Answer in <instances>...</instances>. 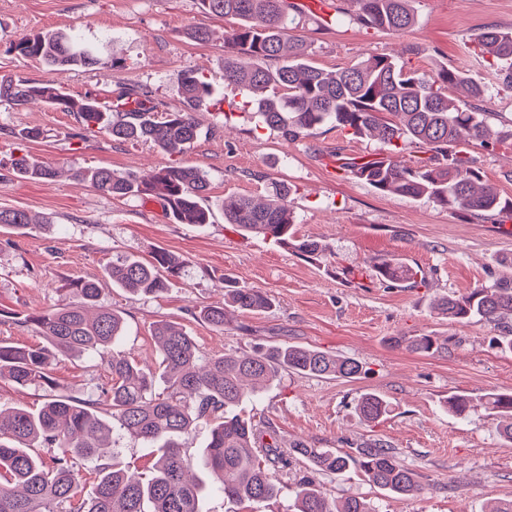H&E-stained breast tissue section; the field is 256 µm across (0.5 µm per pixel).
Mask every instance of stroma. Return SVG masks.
<instances>
[{"instance_id":"obj_1","label":"stroma","mask_w":512,"mask_h":512,"mask_svg":"<svg viewBox=\"0 0 512 512\" xmlns=\"http://www.w3.org/2000/svg\"><path fill=\"white\" fill-rule=\"evenodd\" d=\"M298 2L304 7L299 31L312 42L315 66L337 70L371 54H402L410 67L424 70L444 62L488 86L491 129L512 122V95L498 91L496 78L470 48L483 27L512 28V0H415L417 23L402 35L345 22L327 26L308 9L309 0ZM196 24L210 29L208 43L188 38ZM236 25V19L201 13L197 0H0V76L53 83L106 107L116 106L123 88L135 84L149 90L163 111L182 108L185 71H197L215 87L196 110L198 136L181 158L208 175L213 221L203 226L174 223L152 197H109L73 176L82 167L142 173L171 164L153 145L83 132L76 115L39 101L22 109L0 102V209H22L46 223L25 234L0 228V340L41 344L17 315L52 307L74 281L99 278L100 305L122 312L126 321L120 348L142 365L157 364L151 332L160 321L183 324L204 357L282 342L343 354L361 363L356 378L285 371L239 407L258 427L273 426L284 448L304 440L352 452L382 441L421 487L400 497L357 471L341 478L316 475L326 498L362 497L376 512H481L485 501L512 500V445L499 438L496 419L478 411L460 420L443 407L455 392L512 391V354L491 345L493 325L455 324L432 308L439 296L492 284L512 264V220H467L425 200L376 194L341 164L374 156L377 140L326 126L287 141L258 126L239 89L224 79V34ZM47 30L80 34L96 46L99 66L47 68L11 52L20 38ZM32 128L39 138H21ZM24 152L56 168L58 177L50 183L18 179L12 161ZM475 156L485 182L512 197V140L476 149ZM279 184L293 188L295 238L327 245L326 257L300 256L225 223V197L264 199ZM158 251L182 263L164 295L132 294L105 280L112 262L148 259ZM389 257L418 267L425 285L402 288L377 278L375 264ZM228 276L240 287L266 291L274 306L228 311L219 331L193 312L223 301ZM421 333L446 339V348L423 355L390 343L394 336ZM53 374L74 397L110 385L106 365L92 356L59 358ZM367 392L390 403L389 414L372 425L355 411ZM306 473L295 460L275 468L281 493L259 504L225 500L218 476L207 474L204 512H288L287 490Z\"/></svg>"}]
</instances>
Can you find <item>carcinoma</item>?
I'll return each mask as SVG.
<instances>
[{
	"label": "carcinoma",
	"mask_w": 512,
	"mask_h": 512,
	"mask_svg": "<svg viewBox=\"0 0 512 512\" xmlns=\"http://www.w3.org/2000/svg\"><path fill=\"white\" fill-rule=\"evenodd\" d=\"M202 12L232 17L238 27L224 35V79L242 91L259 124L286 140L306 138L323 126L355 138L379 141L382 158H351L342 168L380 195L426 200L470 217L486 214L512 217V198L483 181L481 168L468 145L488 147L492 112L485 106L484 83L465 71L441 66L432 72L408 66L399 57L369 56L336 71L310 61V44L294 33L296 6L288 0H198ZM414 0H356L355 24L399 34L417 23ZM13 49L47 67L94 68L95 48L74 32L26 36ZM476 56L495 74L501 88L512 92V31L487 27L474 38ZM461 88L465 99L448 89ZM186 107L154 112L149 91L133 86L123 91L114 112L92 97H75L52 83L0 78V102L19 109L33 99L63 112L75 113L85 129L115 140H145L170 156H183L197 137L194 109L212 94V86L193 70L182 78ZM422 153L412 164L398 160L406 146ZM14 172L27 180L50 182L55 170L31 155L14 160ZM97 191L113 196L157 195L178 224H209L211 211L201 204L208 191L204 171L174 163L146 174L119 173L97 167L75 173ZM292 188L281 184L271 198L256 203L247 196L224 198V222L237 230L292 246L308 258L323 257L327 248L311 239H294ZM0 226L19 234L42 227L25 210L1 209ZM179 262L158 251L150 260L126 257L108 267L113 285L141 295L160 296L168 290L165 273ZM388 282L415 288L425 283L421 271L399 258L375 266ZM101 282L78 280L51 308L25 314L17 322L34 326L44 344L14 346L0 341V381L15 390L40 388L44 402L34 411L0 401V512H200L205 482L189 475L192 467L219 475L224 498L260 503L281 493L271 467L294 459L312 473L340 476L353 469L368 482L393 495L420 490L415 473L392 449L375 442L358 453L317 448L303 441L280 450L275 430H260L239 415L249 394L273 382L283 371L302 377L354 378L362 366L356 359L296 345L258 347L250 353L199 355L194 338L183 326L157 324L152 336L159 355L160 376L145 373L129 356L116 350L125 336L122 314L99 305ZM224 302L200 309L202 321L224 330L225 306L243 312L273 307L271 296L257 288H240L224 278ZM434 308L459 324L487 322L497 326V348L512 354V278L492 286L471 288L438 298ZM408 350L434 354L441 344L430 335L404 339ZM95 353L107 364L110 386L85 398L69 396L51 376L60 356ZM170 393L155 392L156 380ZM448 414L463 419L479 409L498 420L499 436L512 444V392L481 395L452 393ZM389 411L380 394L365 393L356 405L359 419L379 421ZM126 435L154 448L156 459L147 478L116 463L102 461L111 423ZM208 426L201 456L182 454L177 438ZM269 441H264V438ZM90 463L93 490L81 495V471L75 461ZM292 512H374L358 497L341 503L326 499L313 479L292 491Z\"/></svg>",
	"instance_id": "obj_1"
}]
</instances>
